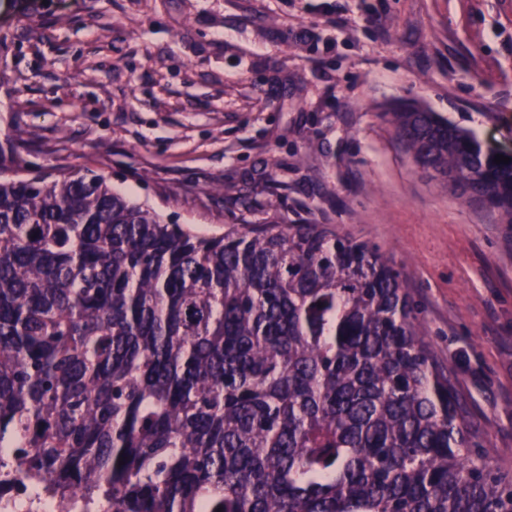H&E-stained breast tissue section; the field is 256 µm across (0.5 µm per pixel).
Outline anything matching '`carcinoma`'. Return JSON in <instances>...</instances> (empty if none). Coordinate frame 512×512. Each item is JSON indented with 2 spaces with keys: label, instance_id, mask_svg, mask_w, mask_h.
<instances>
[{
  "label": "carcinoma",
  "instance_id": "carcinoma-1",
  "mask_svg": "<svg viewBox=\"0 0 512 512\" xmlns=\"http://www.w3.org/2000/svg\"><path fill=\"white\" fill-rule=\"evenodd\" d=\"M384 117L512 225V161L422 107ZM477 447L376 248L198 235L97 174L0 180V468L112 512H512Z\"/></svg>",
  "mask_w": 512,
  "mask_h": 512
}]
</instances>
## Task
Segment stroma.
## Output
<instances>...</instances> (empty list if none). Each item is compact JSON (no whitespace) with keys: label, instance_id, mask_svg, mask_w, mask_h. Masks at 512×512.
<instances>
[{"label":"stroma","instance_id":"1","mask_svg":"<svg viewBox=\"0 0 512 512\" xmlns=\"http://www.w3.org/2000/svg\"><path fill=\"white\" fill-rule=\"evenodd\" d=\"M0 169L102 175L165 223L331 224L388 257L512 473V229L417 167L419 105L512 155V0H6Z\"/></svg>","mask_w":512,"mask_h":512}]
</instances>
